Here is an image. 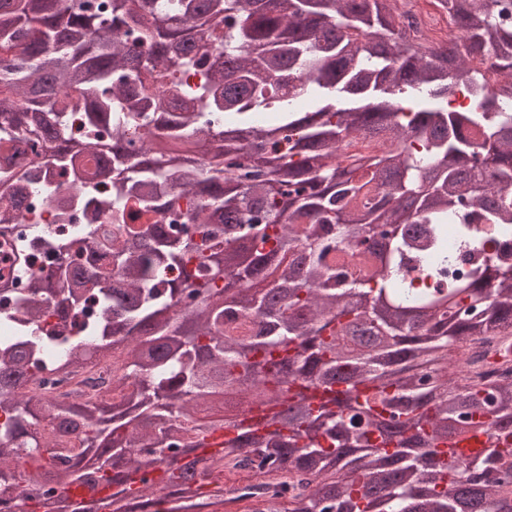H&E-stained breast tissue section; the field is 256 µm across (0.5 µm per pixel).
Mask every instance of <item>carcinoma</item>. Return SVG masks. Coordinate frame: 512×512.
Wrapping results in <instances>:
<instances>
[{"label": "carcinoma", "instance_id": "cac0c4a2", "mask_svg": "<svg viewBox=\"0 0 512 512\" xmlns=\"http://www.w3.org/2000/svg\"><path fill=\"white\" fill-rule=\"evenodd\" d=\"M458 35L424 43L397 0H0V505L103 512L74 485H112L110 512H221L224 469L281 473L235 487L251 512H512V374L478 371L512 331V277L474 266L442 291V230L459 208L482 250L512 235V4L437 0ZM503 73L489 84L483 62ZM204 79L191 84L188 74ZM464 81L476 112L448 111ZM78 113L92 137L68 136ZM236 122L224 125V114ZM268 113L263 124L255 114ZM40 150L17 159L12 137ZM383 137L382 155L339 160ZM144 147L132 153V141ZM98 157L89 171L83 156ZM68 175L62 210L106 224L17 231ZM112 177V199L96 184ZM420 227L436 262L400 273ZM44 245L56 257L31 270ZM359 327L379 338L353 355ZM471 351L475 375L448 371ZM120 352L112 388L35 391L49 360L79 373ZM277 408L201 456L237 376ZM494 419L482 458L445 462L448 425Z\"/></svg>", "mask_w": 512, "mask_h": 512}]
</instances>
